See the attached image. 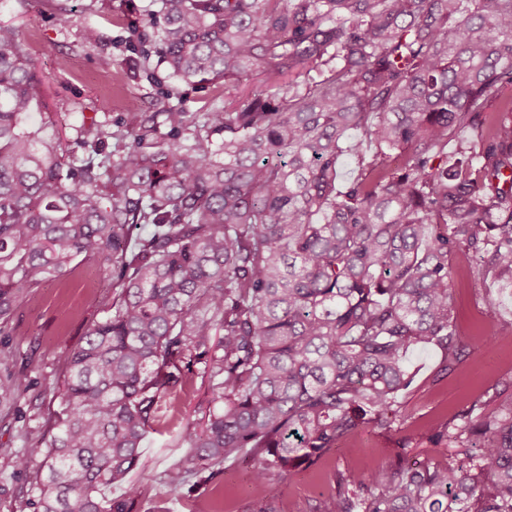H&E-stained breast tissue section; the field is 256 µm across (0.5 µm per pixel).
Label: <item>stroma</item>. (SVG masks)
I'll list each match as a JSON object with an SVG mask.
<instances>
[{
  "label": "stroma",
  "mask_w": 512,
  "mask_h": 512,
  "mask_svg": "<svg viewBox=\"0 0 512 512\" xmlns=\"http://www.w3.org/2000/svg\"><path fill=\"white\" fill-rule=\"evenodd\" d=\"M161 0H0V27L15 30L31 66L41 81L31 119L50 131L76 139L81 126L114 123L127 112L155 113L168 105L187 112L223 107L220 84H189L172 78L163 65H142L139 51L156 53ZM111 66H103V59ZM453 315L458 337L494 333L512 320V288L501 289L492 279L469 275L465 256L454 260ZM112 275L91 260H76L61 276L30 289L16 305L8 333L0 334V350L23 357L38 387L62 382L69 354L87 330L104 319L112 306ZM500 304L488 308L486 293ZM441 353L432 346L410 351L408 366L414 383L401 398V409L385 432L360 431L341 447L293 470L279 484L280 512H314L319 501L334 494L336 473L369 472L389 466L398 453L413 462L451 465L454 449L436 445L426 435L464 410L491 389L500 377L512 374V340L467 347L456 369L440 371ZM208 381L195 378L171 409L162 433L151 434L133 480L169 500L171 512H211L213 500L224 512H250L256 496L251 488L252 463L227 464L211 487L200 490L192 507L184 494H167L153 479L182 454L177 442L196 426L199 403L207 397Z\"/></svg>",
  "instance_id": "1"
}]
</instances>
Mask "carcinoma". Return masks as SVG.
Masks as SVG:
<instances>
[{
    "label": "carcinoma",
    "instance_id": "1",
    "mask_svg": "<svg viewBox=\"0 0 512 512\" xmlns=\"http://www.w3.org/2000/svg\"><path fill=\"white\" fill-rule=\"evenodd\" d=\"M461 2L161 0L159 62L233 96L168 106L161 141L138 112L72 143L39 136V79L0 27V333L80 257L113 288L24 446L0 454L37 468L19 512H168L127 478L197 375L203 426L157 483L190 495L248 457L252 512H279L277 480L390 428L412 348L455 368L452 258L512 287V0ZM346 155L358 175L339 189ZM509 335L512 321L472 344ZM17 363L0 352V416L18 422L33 382ZM427 434L458 462L339 475L320 512H512V375Z\"/></svg>",
    "mask_w": 512,
    "mask_h": 512
}]
</instances>
